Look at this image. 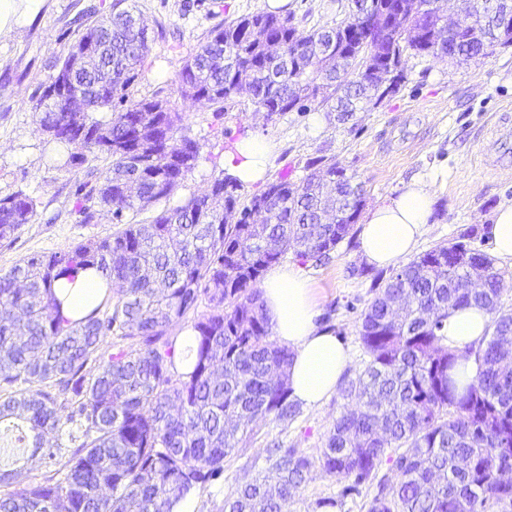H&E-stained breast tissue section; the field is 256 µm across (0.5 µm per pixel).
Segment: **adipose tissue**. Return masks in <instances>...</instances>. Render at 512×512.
<instances>
[{"label": "adipose tissue", "instance_id": "obj_1", "mask_svg": "<svg viewBox=\"0 0 512 512\" xmlns=\"http://www.w3.org/2000/svg\"><path fill=\"white\" fill-rule=\"evenodd\" d=\"M271 151L267 140L242 136L224 153V173L244 183L264 181ZM434 204L429 186L414 180L370 210L361 234L366 261L388 267L410 255L426 232ZM53 292L63 316L72 321L89 314L105 294L102 280L91 270L78 272L71 279L60 277ZM263 292L275 336L294 350L288 371L292 397L308 406L322 403L335 392L347 367L346 349L332 332L317 326L312 288L294 266L272 270ZM489 325L490 316L484 309L469 306L449 315L444 334L449 347L475 345L483 340Z\"/></svg>", "mask_w": 512, "mask_h": 512}]
</instances>
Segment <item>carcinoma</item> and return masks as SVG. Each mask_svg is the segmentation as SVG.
<instances>
[{"mask_svg": "<svg viewBox=\"0 0 512 512\" xmlns=\"http://www.w3.org/2000/svg\"><path fill=\"white\" fill-rule=\"evenodd\" d=\"M393 14L396 38L360 43L353 19L305 32L293 16L262 11L214 27L177 73L181 95L224 108L246 93L270 115L306 110L317 101L345 120L383 101L370 95L359 72L373 56L377 83L387 95L405 83L395 58H450L457 63L512 45V29H498L512 2L482 0L472 12L477 35L445 46L406 32L421 16L437 14L438 0ZM152 37L128 0L90 20L50 73L33 105L40 130L57 145L77 148L66 164L88 156L109 159L75 191L80 223L102 208L123 228L64 252L22 259L0 272V427L31 442L32 456L56 457L67 433L74 445L60 478L0 495V512H169L171 499L203 487L224 472L257 421L294 419L291 351L271 339L257 288L264 272L288 253L329 255L353 230L364 206L352 178L333 162L300 183L280 176L258 195L238 194L236 179L219 174L210 188L182 204L167 202L182 187L200 145L179 113L155 95L135 100ZM337 64L323 65L326 53ZM76 89L84 108L63 90ZM105 109L108 119L97 118ZM334 184L326 187V181ZM342 202L340 224L323 215ZM38 201L17 191L0 197V241L8 242L35 216ZM151 210L146 222L133 216ZM93 269L107 297L78 322L65 318L52 293L55 280ZM494 260L463 240L437 246L396 272L368 304L360 338L369 360L339 390L346 401L318 459L294 448L269 458L275 481L246 480L224 499V512H283L315 466L350 484L377 491L367 512H512V309L500 303ZM479 281L472 289L467 283ZM209 313L194 321L192 370L174 364L175 330L201 296ZM491 316L489 336L465 350L448 348V315L467 306ZM134 345L107 353V336ZM475 375L458 379L459 362ZM389 464L396 480L379 475Z\"/></svg>", "mask_w": 512, "mask_h": 512, "instance_id": "carcinoma-1", "label": "carcinoma"}]
</instances>
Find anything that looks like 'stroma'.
I'll use <instances>...</instances> for the list:
<instances>
[{
	"label": "stroma",
	"mask_w": 512,
	"mask_h": 512,
	"mask_svg": "<svg viewBox=\"0 0 512 512\" xmlns=\"http://www.w3.org/2000/svg\"><path fill=\"white\" fill-rule=\"evenodd\" d=\"M111 3L39 0L34 12L0 30V197L23 190L38 200L32 221L11 241L0 243L2 272L20 259L63 251L117 230L104 212L95 223H80L75 189L85 171L65 166V151L48 142L32 112L48 76L47 63L64 58L76 40L77 18L89 5ZM348 4L288 0V10L299 28L308 31L348 19ZM137 5L156 36L149 71L132 95L167 98L201 144L200 159L173 204L206 191L220 173L217 156L248 133L273 145L269 180L284 174L297 182L311 173L313 161L333 159L361 184L368 210L399 193L410 179L428 183L436 203L415 255L466 234L472 247L491 252L486 227L496 208L512 201V161L494 162L488 140L493 126L512 128V46H495L488 55L466 63L406 54L401 91L344 122L315 102L303 112L269 116L257 111L246 95L221 110L191 102L174 83L183 60L215 25L266 10V0H137ZM360 233L353 228L351 238L327 260H301L291 254L282 259L308 279L317 324L338 336L349 353V377L367 360L359 335L362 314L396 272L392 266L367 263ZM342 405L334 394L319 405L302 407L294 421L283 423L270 416L257 423L239 452L225 458L223 475L199 488L198 512H222L237 480L266 476L269 449L294 448L317 457ZM342 487L336 477L314 469L287 512H317V500L337 495Z\"/></svg>",
	"instance_id": "1"
}]
</instances>
